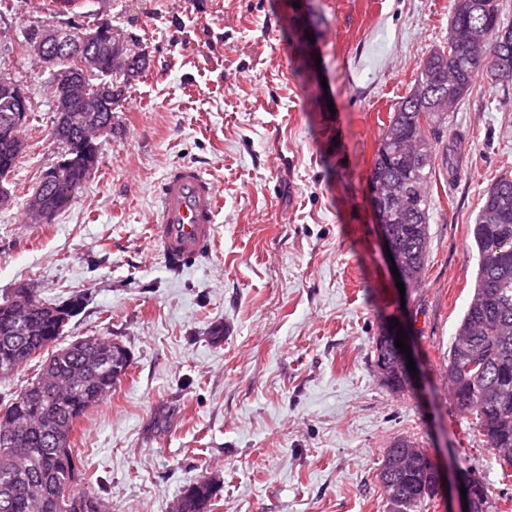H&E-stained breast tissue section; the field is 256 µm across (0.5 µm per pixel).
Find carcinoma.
Wrapping results in <instances>:
<instances>
[{
  "label": "carcinoma",
  "instance_id": "carcinoma-1",
  "mask_svg": "<svg viewBox=\"0 0 512 512\" xmlns=\"http://www.w3.org/2000/svg\"><path fill=\"white\" fill-rule=\"evenodd\" d=\"M99 61L100 69L86 76L90 84L110 78L127 86L148 65L137 47L130 48L123 64L104 54ZM480 74L512 88V25L503 21L502 0H454L447 45L422 60L414 85L378 139L369 183L396 192L387 230L417 287L428 261L427 186L443 138L440 120L467 96ZM16 108V99L0 92V183L19 157L22 127L13 120ZM58 135L64 148L62 177L36 189L56 213L71 204L99 151L79 127L61 126ZM470 235L478 269L472 300L448 349V382L457 408L470 417L473 435L511 468L512 176L500 177L483 194ZM80 306L78 298L62 304L37 298L21 311L8 298L0 301V380L40 359L36 378L0 408V429L22 426L18 445L0 444V512H106L103 499L80 486L72 431L112 394L131 366V353L112 350V341L99 336L60 344L69 324L64 310L74 317ZM375 352L385 363V385L405 391L406 368L387 334L376 338ZM410 448L418 450L414 464L395 466L392 458ZM429 461L425 449L404 438L386 450L378 479L391 512H423L437 496ZM215 496V484L203 477L182 492L175 512H211Z\"/></svg>",
  "mask_w": 512,
  "mask_h": 512
}]
</instances>
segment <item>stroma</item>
<instances>
[{"mask_svg": "<svg viewBox=\"0 0 512 512\" xmlns=\"http://www.w3.org/2000/svg\"><path fill=\"white\" fill-rule=\"evenodd\" d=\"M453 0H314L320 69L302 75L288 0H51L0 6V72L31 117L0 206V297L84 305L69 338L120 341L132 365L77 423L85 488L110 512H172L217 482L213 512H389L377 474L392 441L481 479L499 512L512 480L469 435L448 392V347L474 292L469 226L512 174V92L478 76L447 113L449 157L431 186L421 287L399 291L367 184L390 112L426 54L445 45ZM106 23L149 67L112 105L111 133L71 205L21 221L61 147L49 68L30 28ZM201 168L223 207L211 252L171 271L147 235L160 180ZM398 319L416 374L394 393L375 339Z\"/></svg>", "mask_w": 512, "mask_h": 512, "instance_id": "stroma-1", "label": "stroma"}]
</instances>
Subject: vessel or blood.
<instances>
[{
  "instance_id": "1",
  "label": "vessel or blood",
  "mask_w": 512,
  "mask_h": 512,
  "mask_svg": "<svg viewBox=\"0 0 512 512\" xmlns=\"http://www.w3.org/2000/svg\"><path fill=\"white\" fill-rule=\"evenodd\" d=\"M156 198L150 242L166 266L178 271L211 250L222 196L198 168L180 165L164 176Z\"/></svg>"
}]
</instances>
